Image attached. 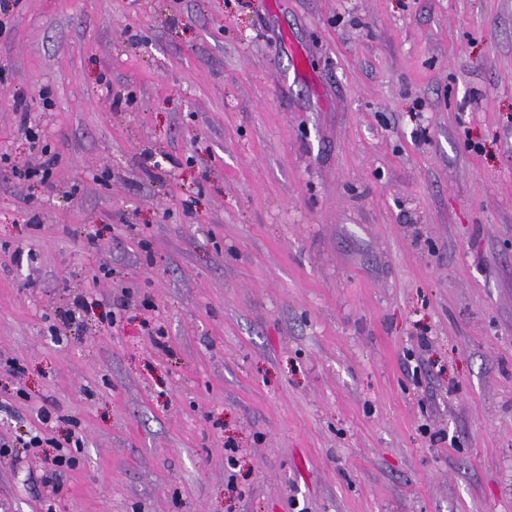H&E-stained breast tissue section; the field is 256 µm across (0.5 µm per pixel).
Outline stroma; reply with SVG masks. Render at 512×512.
I'll return each instance as SVG.
<instances>
[{
	"instance_id": "35a3bbf8",
	"label": "stroma",
	"mask_w": 512,
	"mask_h": 512,
	"mask_svg": "<svg viewBox=\"0 0 512 512\" xmlns=\"http://www.w3.org/2000/svg\"><path fill=\"white\" fill-rule=\"evenodd\" d=\"M27 429L0 512H512V0H19Z\"/></svg>"
}]
</instances>
